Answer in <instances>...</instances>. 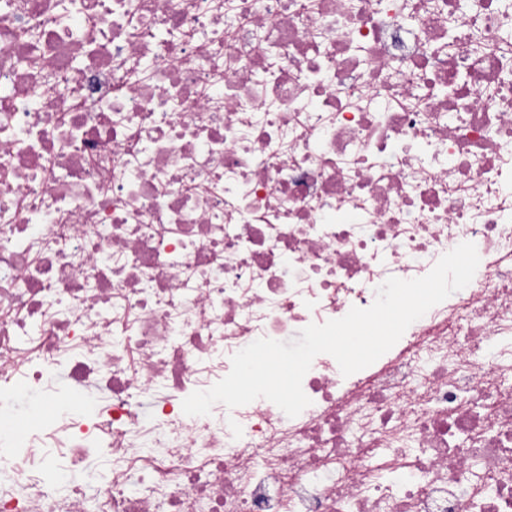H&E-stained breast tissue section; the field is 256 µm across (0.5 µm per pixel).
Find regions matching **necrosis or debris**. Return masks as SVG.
Returning <instances> with one entry per match:
<instances>
[{
    "label": "necrosis or debris",
    "mask_w": 512,
    "mask_h": 512,
    "mask_svg": "<svg viewBox=\"0 0 512 512\" xmlns=\"http://www.w3.org/2000/svg\"><path fill=\"white\" fill-rule=\"evenodd\" d=\"M473 243L310 404L183 400ZM0 512H512V0H0ZM107 452L97 494L59 462Z\"/></svg>",
    "instance_id": "obj_1"
}]
</instances>
